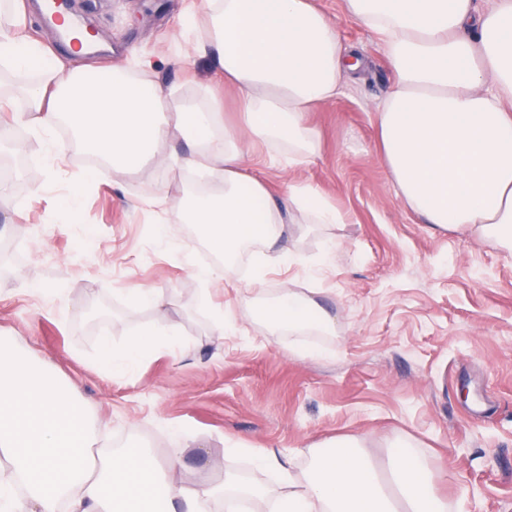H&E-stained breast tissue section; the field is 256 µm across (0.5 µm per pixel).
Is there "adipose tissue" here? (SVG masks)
Wrapping results in <instances>:
<instances>
[{
  "label": "adipose tissue",
  "instance_id": "adipose-tissue-1",
  "mask_svg": "<svg viewBox=\"0 0 512 512\" xmlns=\"http://www.w3.org/2000/svg\"><path fill=\"white\" fill-rule=\"evenodd\" d=\"M346 11L379 38L395 82L379 107L381 161L403 205L426 223L465 231L512 253V0L488 11L474 0H346ZM19 23L0 25V72H36L19 86L25 112L43 131L67 119L86 153L132 171L171 141L188 143L179 167L199 172L206 193L162 196L167 215L197 232L220 266L203 268L208 285L222 281L237 254L259 247L256 276L296 253L284 234L347 216L317 186L289 183L274 198L250 174L252 143L267 145L282 169L315 163L321 134L308 120L334 101L354 52L338 27L310 0H206L204 21L183 36L178 60L206 58L216 82L204 102L163 108L172 90L145 78L146 64L101 73L87 65L37 68ZM237 88L244 124L230 132L216 95ZM273 328L336 332V319L312 297L287 289L256 312ZM164 320L122 348L103 343L100 361L113 375L134 369L157 342H175ZM107 427L89 415L52 362L0 340V512H211L223 498L242 512L258 495L237 475L219 485L175 483L180 454L157 456L134 443L105 452ZM365 439L339 435L311 451L305 472L275 451L255 463L278 476L274 512H448L427 461L410 443L391 455L393 485L364 452Z\"/></svg>",
  "mask_w": 512,
  "mask_h": 512
}]
</instances>
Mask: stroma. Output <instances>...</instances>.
I'll return each mask as SVG.
<instances>
[{
	"label": "stroma",
	"instance_id": "1",
	"mask_svg": "<svg viewBox=\"0 0 512 512\" xmlns=\"http://www.w3.org/2000/svg\"><path fill=\"white\" fill-rule=\"evenodd\" d=\"M314 2L337 19L361 67L310 114L321 161L283 171L259 148L255 164L273 196L288 182H312L346 223L313 224L296 239L305 265L274 269L253 286L233 271L207 288L197 271L209 245L193 225L163 222L153 197L187 189L181 168L153 161L131 174L74 148L60 160L54 144L64 132L26 127L12 142L19 175L0 197V241L15 249L0 264V339L54 363L91 420L110 424L103 447L181 450L188 479L220 483L232 472L270 488L276 475L254 464L251 449L275 450L301 471L308 448L360 434L381 464L391 442L410 441L448 512H512V257L403 206L379 156L376 112L394 81L379 39L345 15L343 0ZM23 4L42 66L71 64L34 0ZM204 8V0H78L77 16L112 46L85 63L107 69L138 56L176 101L200 99L211 66L187 70L176 55L183 23ZM88 170L95 179L79 183ZM30 282L50 295L29 294ZM133 286L163 289L172 307L131 311L122 292ZM287 288L314 293L335 315V335L274 330L243 306L244 297L261 303ZM220 310L239 330L219 345L210 331ZM162 315L179 349L149 352L122 378L101 369L102 339L122 347ZM201 445L222 458L223 472H203Z\"/></svg>",
	"mask_w": 512,
	"mask_h": 512
}]
</instances>
